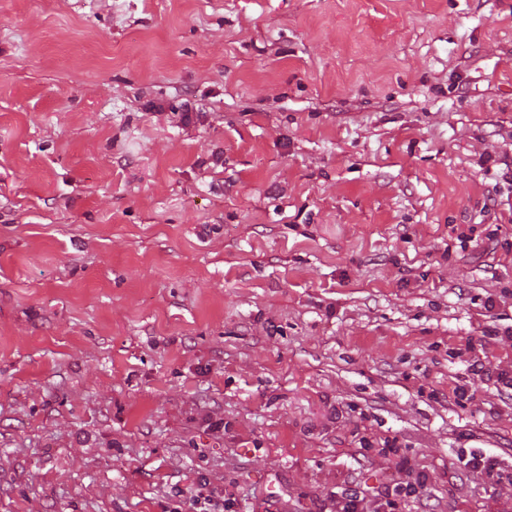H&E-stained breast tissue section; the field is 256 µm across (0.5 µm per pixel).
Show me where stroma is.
<instances>
[{
  "label": "stroma",
  "mask_w": 512,
  "mask_h": 512,
  "mask_svg": "<svg viewBox=\"0 0 512 512\" xmlns=\"http://www.w3.org/2000/svg\"><path fill=\"white\" fill-rule=\"evenodd\" d=\"M509 163L512 0H0V512H512ZM465 470L485 474L495 486L512 491V475H504L497 467L496 459L483 452L470 453L468 459L462 460ZM417 486H422L423 482L418 477L414 483H397L393 487H386L383 491L377 492L376 496L379 502V508L382 512H396L401 500L416 496Z\"/></svg>",
  "instance_id": "obj_1"
}]
</instances>
